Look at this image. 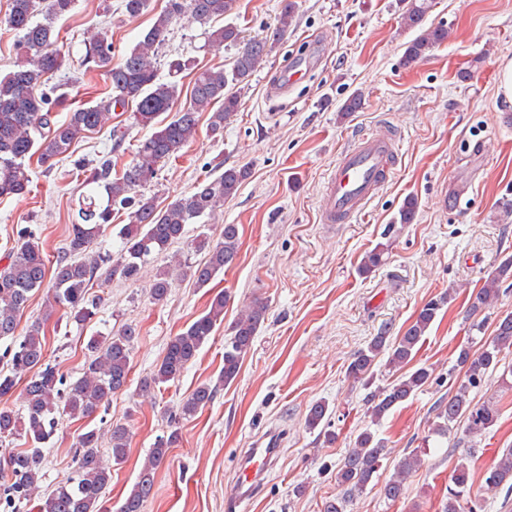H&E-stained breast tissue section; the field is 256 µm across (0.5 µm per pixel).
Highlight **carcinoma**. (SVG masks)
Instances as JSON below:
<instances>
[{
  "mask_svg": "<svg viewBox=\"0 0 512 512\" xmlns=\"http://www.w3.org/2000/svg\"><path fill=\"white\" fill-rule=\"evenodd\" d=\"M401 28L416 36L405 43L403 61L420 62L429 52L448 39L445 25H425L432 9V0H399ZM235 0H167L166 7L156 14L142 39L118 63H112V34L101 28L92 32L84 43L81 63L105 71L112 94L92 106H79L68 112L65 120H55L53 107L67 108L69 94L61 93L56 101L43 92L48 79L61 70L66 58L59 47L58 19L69 14L75 0H9V11L0 20L14 30L19 39V61L14 69L0 77V197L21 194L30 183L32 159L45 170L69 157L73 142L82 134L101 127L108 112L133 104L136 125L151 130L139 142L132 162L125 170L112 176V160L104 158L86 174L83 192L67 248L57 257L51 277L54 305L69 311L70 319L80 325L97 314L99 301L88 297L90 281L97 273L106 277L120 276L126 281L138 280L146 266L166 253L170 246L184 237L185 226L213 211L233 198L250 177L247 165L231 166L213 179L198 184L190 195L179 197L165 208H158L153 199L137 193V188L150 183L159 165L169 160L187 145L196 134L199 117L211 113L209 129L214 135L224 133V125L239 110L240 100L235 87L248 83L262 62L276 49L295 17L294 0H283L278 25L270 36L245 38L234 24L215 26L213 22L229 14ZM189 17L206 26L203 30L208 46L227 45L236 49L230 70L202 68L196 58L179 55L166 62L167 76H159L157 57L165 44L172 24ZM193 75L189 102L176 107L182 92L181 79ZM119 206L130 210L129 223L119 231L121 246L116 260L93 250L94 241L112 224V211ZM19 248L7 255V264L0 268V339L17 335V316L28 305L34 293L44 287L48 259L39 246L37 229L31 225L17 226ZM198 246L208 249L207 261L187 271L181 261L156 270L151 288L152 298H166L171 276L176 268L190 274L200 286L233 265L239 252V232L235 224L224 225L221 240L210 245L200 235ZM389 244L378 243L366 252L361 267L369 272L383 262ZM512 279V257L504 259L488 274L482 288L471 297L469 312L477 315L490 307L499 296L502 284ZM451 296L445 292L426 302L413 324L402 336L390 340L382 332L358 351L347 371L353 380L369 384L373 367L384 354L387 365H407L417 352V345ZM226 295L216 294L209 310L183 331L173 336L159 364L140 381L139 390L149 391L159 383L179 379L186 366L196 358L209 341L216 327L224 322ZM266 307L250 305L245 314L231 326V336L224 343V367L219 381L233 382L242 361L265 319ZM43 326L32 324L18 345L6 349L10 373H0V397L24 382L23 412L8 405L0 406V442L15 435H25L32 448L10 453L6 471L0 474L4 500L9 505L30 501L39 495V475L43 468L41 446L48 443L59 424L58 415L90 417L108 403L112 393L125 387L131 372V356L138 333L130 325L105 338H91L83 375L61 392L62 380L55 368L45 362ZM512 349V313L498 319L494 336L484 342L479 351L464 345L457 356L463 371L457 389L448 403L436 408L433 433L446 437L451 430L464 424L470 438L485 435L498 419V409L489 401H476L470 392L483 385L489 374L501 365L503 354ZM433 381V371L421 366L395 379L371 395L369 414L377 425L395 406L405 402ZM214 396L208 384L197 387L178 407L171 423L186 419L207 406ZM328 404H313L306 416L309 429H320V435L330 442L336 438L331 430ZM128 431L122 424L110 429L111 461L100 452L102 436L90 429L78 436V477L54 489L45 499L42 512H112L106 506V489L111 480V463L120 464L127 454ZM179 440L178 429L158 440L151 449L138 480L118 508V512H143L155 480V469L167 457L169 449ZM458 460L454 467V489L448 493L444 512H484V499L474 492L470 481L469 456ZM384 447L368 429L356 438L354 446L338 465L336 479L352 495L363 491L381 466ZM413 453L398 465L397 471L383 487L384 495L396 501L402 495L404 481L420 465ZM512 490V448L503 450L500 459L487 469L483 489L492 491L501 486Z\"/></svg>",
  "mask_w": 512,
  "mask_h": 512,
  "instance_id": "1",
  "label": "carcinoma"
}]
</instances>
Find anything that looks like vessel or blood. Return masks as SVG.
Instances as JSON below:
<instances>
[{
  "mask_svg": "<svg viewBox=\"0 0 512 512\" xmlns=\"http://www.w3.org/2000/svg\"><path fill=\"white\" fill-rule=\"evenodd\" d=\"M395 151L389 130L357 138L341 154L326 181L320 221L327 226L349 224L360 215L394 172ZM282 438L269 430L256 437L237 463V481L226 502L236 512L263 485L279 459Z\"/></svg>",
  "mask_w": 512,
  "mask_h": 512,
  "instance_id": "vessel-or-blood-1",
  "label": "vessel or blood"
}]
</instances>
